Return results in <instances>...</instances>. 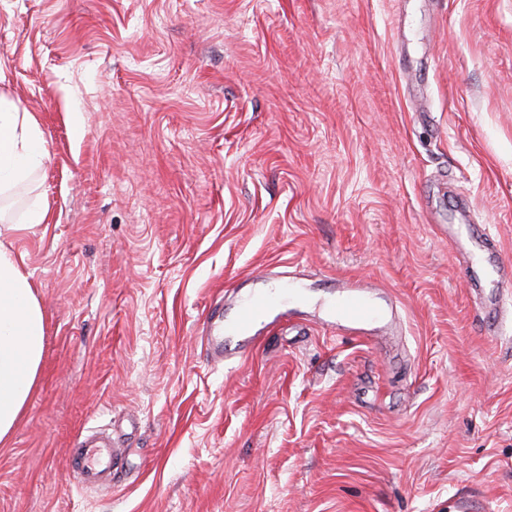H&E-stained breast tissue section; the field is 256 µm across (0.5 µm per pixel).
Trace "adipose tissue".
Listing matches in <instances>:
<instances>
[{"mask_svg":"<svg viewBox=\"0 0 512 512\" xmlns=\"http://www.w3.org/2000/svg\"><path fill=\"white\" fill-rule=\"evenodd\" d=\"M48 159L36 117L0 96V196ZM44 319L34 285L17 258L0 247V442L11 433L36 383Z\"/></svg>","mask_w":512,"mask_h":512,"instance_id":"obj_1","label":"adipose tissue"}]
</instances>
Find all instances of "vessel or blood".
<instances>
[{
    "label": "vessel or blood",
    "instance_id": "obj_1",
    "mask_svg": "<svg viewBox=\"0 0 512 512\" xmlns=\"http://www.w3.org/2000/svg\"><path fill=\"white\" fill-rule=\"evenodd\" d=\"M329 310L341 328L350 333L363 335L373 324H382L386 329L392 324L391 318L370 301L367 285L352 279L340 281ZM289 315L286 297L269 288L255 289L241 298L231 316L213 311L204 323L209 361L221 364L245 355L260 341L264 329ZM123 465V449L109 443L76 448L70 460L72 471L79 474L84 484L91 486L112 484L122 473Z\"/></svg>",
    "mask_w": 512,
    "mask_h": 512
}]
</instances>
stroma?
<instances>
[{
  "label": "stroma",
  "mask_w": 512,
  "mask_h": 512,
  "mask_svg": "<svg viewBox=\"0 0 512 512\" xmlns=\"http://www.w3.org/2000/svg\"><path fill=\"white\" fill-rule=\"evenodd\" d=\"M0 94L49 153L0 202L45 319L0 512H512V324L447 233L512 265V0H0ZM347 278L397 335L329 326ZM291 286L207 361L218 297ZM124 449L114 448L113 444L82 445L72 450L70 466L79 474L86 485L107 484L112 486L114 478L122 473Z\"/></svg>",
  "instance_id": "obj_1"
}]
</instances>
